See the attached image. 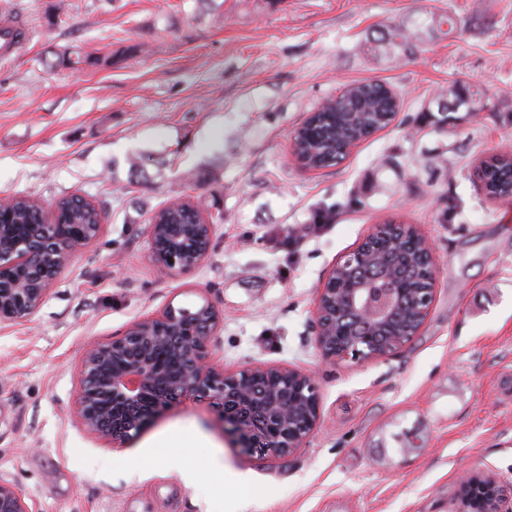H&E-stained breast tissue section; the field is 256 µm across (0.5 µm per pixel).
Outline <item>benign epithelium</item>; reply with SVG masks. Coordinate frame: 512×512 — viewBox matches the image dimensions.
<instances>
[{"instance_id": "1", "label": "benign epithelium", "mask_w": 512, "mask_h": 512, "mask_svg": "<svg viewBox=\"0 0 512 512\" xmlns=\"http://www.w3.org/2000/svg\"><path fill=\"white\" fill-rule=\"evenodd\" d=\"M216 218L184 225L187 243L169 241V225H148L151 258L161 274L177 277L199 268L208 258ZM402 224H376L361 245L336 259L331 270L350 272L364 261L361 246L374 243ZM101 225L87 235H73L65 224H45L42 243L18 238L12 225H0V321L25 323L49 298L58 275L71 263L78 248L92 243ZM429 253L427 278L432 287L421 298L429 315L435 301L437 264L432 241L423 237ZM407 286L385 275L366 280L345 278L323 282L317 289L313 316L324 314L323 301L337 303L333 316L363 322L361 340L369 352L352 347L353 329L330 335L314 328L315 347L326 362L365 361L402 351L411 336L393 338L383 328L396 318ZM221 315L208 299L193 308L167 305L158 314L133 322L105 344L85 349L80 366L74 413L84 429L119 447L152 423L161 413L190 398L208 400L220 409L224 434L234 447L258 452L269 460L293 456L320 424L316 378L294 367L251 363L229 371L218 368L208 346ZM483 478L501 484L493 473H463L456 494L464 497L470 484ZM0 512H35L15 486L0 483Z\"/></svg>"}]
</instances>
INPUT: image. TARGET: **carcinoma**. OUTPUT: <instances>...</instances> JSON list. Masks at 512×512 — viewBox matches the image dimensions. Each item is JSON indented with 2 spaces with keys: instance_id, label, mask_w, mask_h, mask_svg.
Here are the masks:
<instances>
[{
  "instance_id": "obj_1",
  "label": "carcinoma",
  "mask_w": 512,
  "mask_h": 512,
  "mask_svg": "<svg viewBox=\"0 0 512 512\" xmlns=\"http://www.w3.org/2000/svg\"><path fill=\"white\" fill-rule=\"evenodd\" d=\"M420 40L417 28L386 25L373 39L372 49L391 50L406 59L416 54ZM440 114L439 123L457 121L461 108L475 112L478 101L469 89L460 86L439 92L433 99ZM398 110V100L385 83L371 80L348 87L341 95L325 101L298 129L294 149L297 158L308 169L318 170L335 167L346 154L341 151L344 143L361 140L373 130L390 124ZM486 194L494 199L512 196V152L502 151L478 165ZM55 223L70 225L74 233L85 232L92 224L99 223L103 209L93 203L78 206L73 196L61 198L56 203ZM197 205L176 198L158 209L151 220L156 224H195ZM44 223L39 203L24 196L0 198V224H14L16 231L24 234L32 224ZM397 243L384 252L386 262L398 267L402 277L412 281L417 288L429 283L422 276L423 261L418 250L410 246L406 233L395 235ZM502 493V488L478 483L470 490L469 512H486L492 492Z\"/></svg>"
}]
</instances>
